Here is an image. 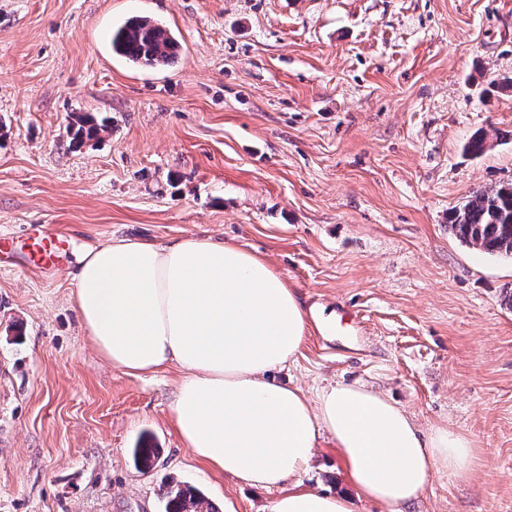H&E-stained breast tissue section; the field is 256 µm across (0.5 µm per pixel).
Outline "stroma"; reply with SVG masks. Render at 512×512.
<instances>
[{
	"label": "stroma",
	"instance_id": "1",
	"mask_svg": "<svg viewBox=\"0 0 512 512\" xmlns=\"http://www.w3.org/2000/svg\"><path fill=\"white\" fill-rule=\"evenodd\" d=\"M134 16L177 34L171 66L113 56ZM511 80L512 0H0V512H163L182 482L217 512H271L278 490L184 448L180 370L113 367L74 306L87 248L192 236L295 287L310 327L283 378L362 383L470 440V469L435 472L408 512H512V259L448 231L512 179ZM79 113L109 129L75 149ZM37 224L69 239L64 264L37 266ZM301 479L345 489L328 441Z\"/></svg>",
	"mask_w": 512,
	"mask_h": 512
}]
</instances>
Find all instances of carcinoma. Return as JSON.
Returning a JSON list of instances; mask_svg holds the SVG:
<instances>
[{
	"instance_id": "cac0c4a2",
	"label": "carcinoma",
	"mask_w": 512,
	"mask_h": 512,
	"mask_svg": "<svg viewBox=\"0 0 512 512\" xmlns=\"http://www.w3.org/2000/svg\"><path fill=\"white\" fill-rule=\"evenodd\" d=\"M112 52L137 67L163 68L178 56L180 45L173 33L147 17H136L112 28ZM107 131L88 115L77 114L68 126L73 145L97 139ZM448 228L461 241L489 254L512 256V182L478 190L463 204L448 212ZM138 465L152 468L159 457L155 448L133 451ZM164 512H215L205 495L195 487L177 484L164 493Z\"/></svg>"
}]
</instances>
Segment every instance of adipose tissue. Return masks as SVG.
Here are the masks:
<instances>
[{
  "label": "adipose tissue",
  "instance_id": "obj_1",
  "mask_svg": "<svg viewBox=\"0 0 512 512\" xmlns=\"http://www.w3.org/2000/svg\"><path fill=\"white\" fill-rule=\"evenodd\" d=\"M75 280L76 310L100 354L132 374L177 365L181 441L208 471L278 489L272 512H354L356 496L403 512L433 472L471 466L468 439L443 426L420 429L381 391L339 383L311 397L282 380L308 314L295 288L243 246L113 239L82 254ZM324 436L355 496L302 482Z\"/></svg>",
  "mask_w": 512,
  "mask_h": 512
}]
</instances>
